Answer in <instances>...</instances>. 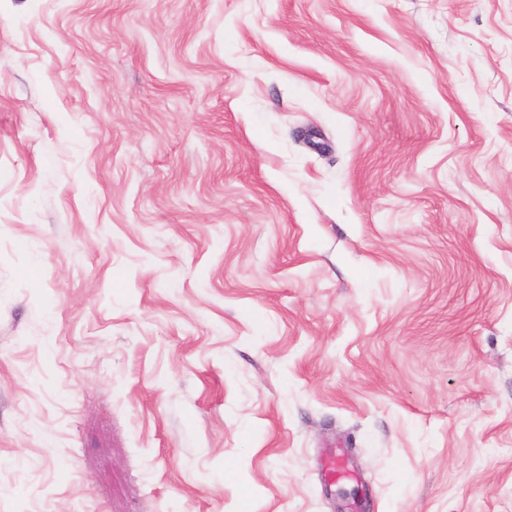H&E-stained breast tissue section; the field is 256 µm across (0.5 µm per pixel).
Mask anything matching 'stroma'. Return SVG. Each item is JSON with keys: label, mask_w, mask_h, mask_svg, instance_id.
<instances>
[{"label": "stroma", "mask_w": 512, "mask_h": 512, "mask_svg": "<svg viewBox=\"0 0 512 512\" xmlns=\"http://www.w3.org/2000/svg\"><path fill=\"white\" fill-rule=\"evenodd\" d=\"M512 512V0H0V512Z\"/></svg>", "instance_id": "35a3bbf8"}]
</instances>
